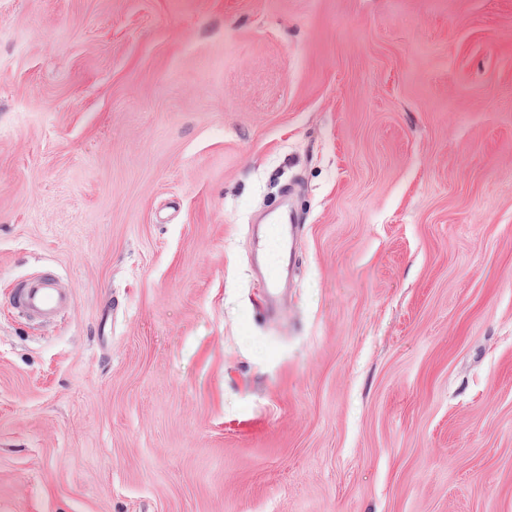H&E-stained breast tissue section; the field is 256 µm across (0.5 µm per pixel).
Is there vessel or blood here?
<instances>
[{
    "mask_svg": "<svg viewBox=\"0 0 512 512\" xmlns=\"http://www.w3.org/2000/svg\"><path fill=\"white\" fill-rule=\"evenodd\" d=\"M74 304L73 292L47 273L18 281L9 297L13 313L41 325L54 324L59 315L72 309Z\"/></svg>",
    "mask_w": 512,
    "mask_h": 512,
    "instance_id": "b4317fda",
    "label": "vessel or blood"
}]
</instances>
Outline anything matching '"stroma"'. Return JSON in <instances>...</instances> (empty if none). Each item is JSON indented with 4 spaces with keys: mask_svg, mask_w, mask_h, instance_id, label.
<instances>
[{
    "mask_svg": "<svg viewBox=\"0 0 512 512\" xmlns=\"http://www.w3.org/2000/svg\"><path fill=\"white\" fill-rule=\"evenodd\" d=\"M0 512H512V0H0ZM75 296L47 273L26 277L16 283L9 297L13 313L41 325L56 323L59 315L73 308Z\"/></svg>",
    "mask_w": 512,
    "mask_h": 512,
    "instance_id": "1",
    "label": "stroma"
}]
</instances>
